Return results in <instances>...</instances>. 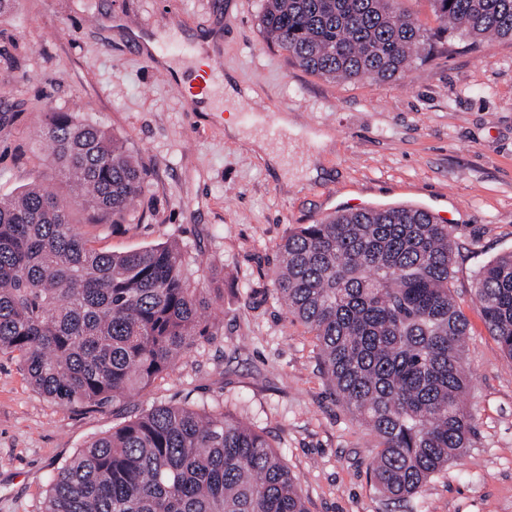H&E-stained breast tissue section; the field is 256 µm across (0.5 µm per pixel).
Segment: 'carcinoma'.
Here are the masks:
<instances>
[{
	"instance_id": "obj_1",
	"label": "carcinoma",
	"mask_w": 512,
	"mask_h": 512,
	"mask_svg": "<svg viewBox=\"0 0 512 512\" xmlns=\"http://www.w3.org/2000/svg\"><path fill=\"white\" fill-rule=\"evenodd\" d=\"M448 39H512V0H433ZM261 24L304 69L328 78L404 75L431 54L394 0H265ZM73 195L39 185L0 199V353L20 354L33 386L72 410L146 389L219 326L191 287L177 243L98 252L72 224L117 223L143 170L125 143L70 112L42 131ZM446 224L408 206L332 214L280 246L276 295L315 333L339 399L374 434L387 497L413 496L470 445L462 404L467 318L448 287ZM489 333L512 358V253L475 278ZM43 512H307L298 478L265 436L220 409L160 404L94 439L50 478Z\"/></svg>"
}]
</instances>
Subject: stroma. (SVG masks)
<instances>
[{
  "label": "stroma",
  "mask_w": 512,
  "mask_h": 512,
  "mask_svg": "<svg viewBox=\"0 0 512 512\" xmlns=\"http://www.w3.org/2000/svg\"><path fill=\"white\" fill-rule=\"evenodd\" d=\"M396 5L438 47L385 81L300 67L266 37L264 0H16L0 15V113L11 118L0 128V195L38 183L70 196L38 143L50 110L124 140L144 170L138 207L114 225L87 223L79 210L72 223L108 253L181 241L192 284L216 290L209 315L223 325L145 390L93 411L51 402L18 354L0 353V512H42L59 467L153 405L204 402L263 433L298 477L308 512H512V358L474 295L478 271L512 251V40L443 45L432 0ZM172 18L183 43L214 34L208 55L250 111L194 110L179 82L132 50L133 32L154 34ZM254 133L284 144L287 167L244 144ZM354 198L452 217L449 287L469 322L464 406L476 432L406 500L377 490L375 436L337 401L313 332L272 282L288 234Z\"/></svg>",
  "instance_id": "stroma-1"
}]
</instances>
